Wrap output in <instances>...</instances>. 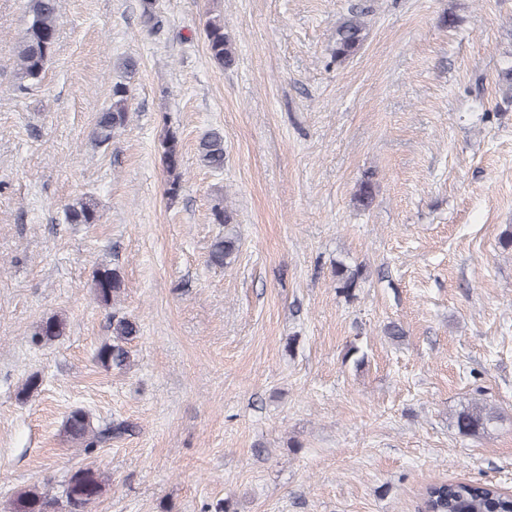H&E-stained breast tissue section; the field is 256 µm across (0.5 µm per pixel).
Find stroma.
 Here are the masks:
<instances>
[{"mask_svg":"<svg viewBox=\"0 0 512 512\" xmlns=\"http://www.w3.org/2000/svg\"><path fill=\"white\" fill-rule=\"evenodd\" d=\"M360 4L367 38L333 62L336 22ZM58 5L53 58L21 91L26 0H0V512L86 466L111 478L91 512H420L437 482L512 492V105L497 84L512 0H156L158 30L139 0ZM213 16L236 44L227 69L205 42ZM118 82L128 123L95 145ZM214 128L220 173L196 153ZM81 198L98 223H67ZM220 200L240 238L228 267L208 262ZM338 260L366 267L353 298ZM99 265L123 279L111 310ZM113 310L141 326L120 371L95 360ZM51 315L65 336L33 345ZM474 400L500 418L460 435ZM76 408L138 429L85 453L63 431ZM161 161L167 174L165 184L166 196L174 200L176 199L183 187V174L180 171V142L178 136L173 131H166L160 143Z\"/></svg>","mask_w":512,"mask_h":512,"instance_id":"stroma-1","label":"stroma"}]
</instances>
